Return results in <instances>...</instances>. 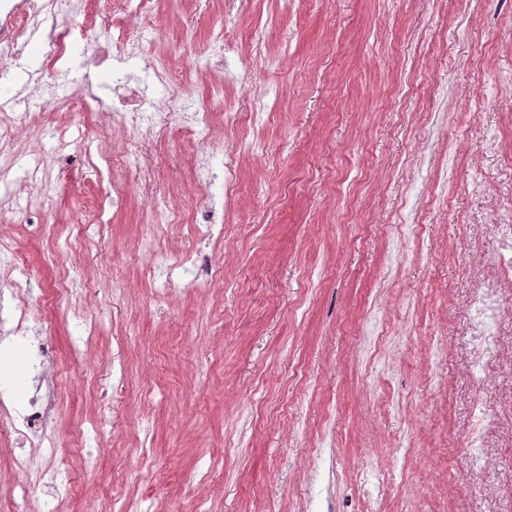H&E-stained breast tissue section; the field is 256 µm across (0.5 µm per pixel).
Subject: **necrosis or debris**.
<instances>
[{"mask_svg": "<svg viewBox=\"0 0 512 512\" xmlns=\"http://www.w3.org/2000/svg\"><path fill=\"white\" fill-rule=\"evenodd\" d=\"M160 3L161 0H112L111 12L101 16L102 49L94 57L98 66L114 56L139 57L153 73L152 84L116 72L112 75L110 100L85 96L79 88L72 100L65 103L66 109L74 112L80 121L123 136L120 151L106 161V171L116 190L124 185V173L134 177L137 196L142 202L140 222L144 226L138 251L146 255L144 268L149 272L155 269L154 245L170 225L185 224L194 229L205 222L214 225L216 236L224 234L223 227L216 224L215 210L207 206V199L237 180L233 162L222 158L224 146L220 131L237 120L224 103V70L243 54L242 45L224 28L210 29L201 41L195 34H188L189 54L201 55L215 78L205 101L184 96L179 76L159 63L155 40H134L129 36L132 22L150 16ZM52 18L50 0H0V52L16 54L19 34ZM81 29L80 14L75 11L66 27L51 31V52L35 79L41 93L53 95L57 86L67 81L71 72L70 50ZM174 101L179 104L175 112L170 109ZM174 139L186 143L198 141L204 146L192 162L193 187L198 196L192 211L181 212L172 207L171 200L181 183L168 178L158 163L161 150ZM217 259V249H200L182 258H171L169 266L183 271L192 281L211 285L222 275Z\"/></svg>", "mask_w": 512, "mask_h": 512, "instance_id": "necrosis-or-debris-1", "label": "necrosis or debris"}]
</instances>
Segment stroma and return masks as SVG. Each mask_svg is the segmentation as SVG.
Segmentation results:
<instances>
[{"mask_svg": "<svg viewBox=\"0 0 512 512\" xmlns=\"http://www.w3.org/2000/svg\"><path fill=\"white\" fill-rule=\"evenodd\" d=\"M85 33L70 77L100 99L111 67L89 63L112 0H75ZM224 20L198 0H163L131 27L162 48L186 91L209 73L182 30ZM266 56L264 121L224 132L237 209L222 286L162 297L135 251L141 204L105 225L88 214L112 183L94 165L119 135L50 111L30 79L48 37L27 41L0 105L27 97L36 120L0 182L35 222L0 219V266L77 298L0 339V393L15 418L52 401L43 457L56 476L10 497L14 437L0 429V512H107L121 486L134 512H512V292L482 316L478 279L503 259L490 228L512 212V0H251L231 31ZM256 133L259 156L237 143ZM91 143L68 157L63 141ZM46 161L42 185L24 180ZM394 337L397 359L363 345ZM444 346L435 349L432 337ZM80 343L91 367L74 377ZM492 368L474 361L484 346ZM499 420L485 470L470 463L482 416Z\"/></svg>", "mask_w": 512, "mask_h": 512, "instance_id": "stroma-1", "label": "stroma"}]
</instances>
